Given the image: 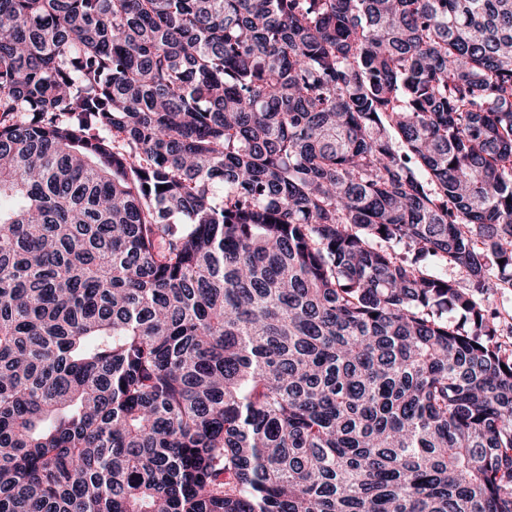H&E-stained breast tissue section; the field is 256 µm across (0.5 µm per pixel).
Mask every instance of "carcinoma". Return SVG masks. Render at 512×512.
<instances>
[{
  "mask_svg": "<svg viewBox=\"0 0 512 512\" xmlns=\"http://www.w3.org/2000/svg\"><path fill=\"white\" fill-rule=\"evenodd\" d=\"M5 198L0 512H512V0H0ZM490 301L493 306L498 307L500 311L498 322L504 329L503 336H499L498 340L510 345L512 338L507 335L512 324V288H499L494 295L490 296Z\"/></svg>",
  "mask_w": 512,
  "mask_h": 512,
  "instance_id": "obj_1",
  "label": "carcinoma"
}]
</instances>
